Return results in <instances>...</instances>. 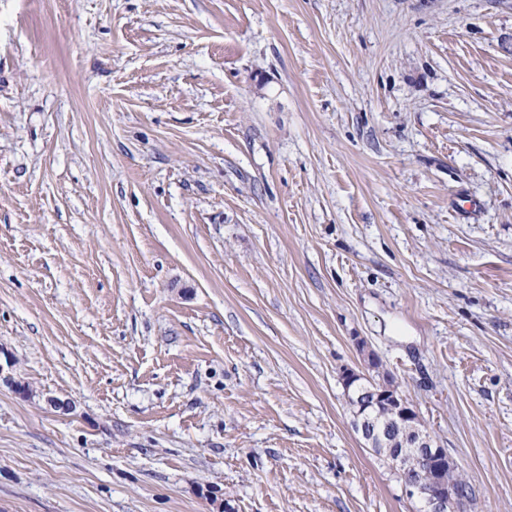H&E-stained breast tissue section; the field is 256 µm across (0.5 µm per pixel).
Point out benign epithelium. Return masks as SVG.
I'll return each mask as SVG.
<instances>
[{
    "instance_id": "benign-epithelium-1",
    "label": "benign epithelium",
    "mask_w": 512,
    "mask_h": 512,
    "mask_svg": "<svg viewBox=\"0 0 512 512\" xmlns=\"http://www.w3.org/2000/svg\"><path fill=\"white\" fill-rule=\"evenodd\" d=\"M369 373L345 369L341 383L345 402L361 436L382 439L404 431L403 444L411 455L395 456L393 466L403 473V489L410 500L422 504V512H460L459 487L450 479L446 449L424 427L419 413L400 390L394 377L369 351L363 352Z\"/></svg>"
}]
</instances>
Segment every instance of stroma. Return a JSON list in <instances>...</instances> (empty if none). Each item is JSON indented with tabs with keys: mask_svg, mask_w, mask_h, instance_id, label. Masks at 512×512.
<instances>
[{
	"mask_svg": "<svg viewBox=\"0 0 512 512\" xmlns=\"http://www.w3.org/2000/svg\"><path fill=\"white\" fill-rule=\"evenodd\" d=\"M360 339L512 512V0H0V512H419Z\"/></svg>",
	"mask_w": 512,
	"mask_h": 512,
	"instance_id": "35a3bbf8",
	"label": "stroma"
}]
</instances>
